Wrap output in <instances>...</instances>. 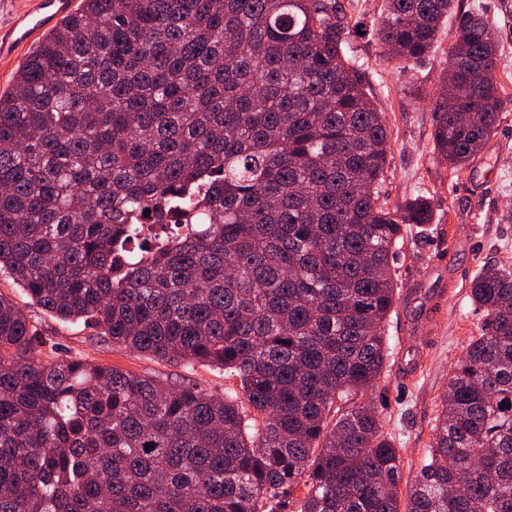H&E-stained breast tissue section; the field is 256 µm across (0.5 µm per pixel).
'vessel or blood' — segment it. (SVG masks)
<instances>
[{
	"label": "vessel or blood",
	"mask_w": 512,
	"mask_h": 512,
	"mask_svg": "<svg viewBox=\"0 0 512 512\" xmlns=\"http://www.w3.org/2000/svg\"><path fill=\"white\" fill-rule=\"evenodd\" d=\"M74 8V0H28L27 8L14 11L0 24V59L13 58L36 37Z\"/></svg>",
	"instance_id": "b4317fda"
}]
</instances>
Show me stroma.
Masks as SVG:
<instances>
[{
	"label": "stroma",
	"instance_id": "35a3bbf8",
	"mask_svg": "<svg viewBox=\"0 0 512 512\" xmlns=\"http://www.w3.org/2000/svg\"><path fill=\"white\" fill-rule=\"evenodd\" d=\"M342 2L360 25L353 50L390 131L382 195L392 207L423 195L434 210L432 223L412 229L398 257L402 288L387 325L391 358L372 393L384 408L403 478L410 482L430 448L450 372L480 323L469 298L471 282L484 264L512 265V0H455L434 49L411 69L386 59L373 35L383 0ZM478 7L486 10L498 36L500 121L481 154L455 174L433 150L436 92L456 42L458 20ZM0 294L17 304L57 355L224 391L223 371L158 363L83 324L63 325L1 274Z\"/></svg>",
	"mask_w": 512,
	"mask_h": 512
}]
</instances>
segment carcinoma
Returning <instances> with one entry per match:
<instances>
[{
    "instance_id": "1",
    "label": "carcinoma",
    "mask_w": 512,
    "mask_h": 512,
    "mask_svg": "<svg viewBox=\"0 0 512 512\" xmlns=\"http://www.w3.org/2000/svg\"><path fill=\"white\" fill-rule=\"evenodd\" d=\"M454 0H385L417 64ZM340 0H80L0 95V273L65 323L240 390L44 345L0 293V512H512V265L401 492L383 409L394 254L429 200L381 196L390 133ZM498 49L462 15L433 149L459 172L495 132ZM183 225L140 246L137 225ZM154 444L146 450V444ZM405 497H400V494Z\"/></svg>"
}]
</instances>
